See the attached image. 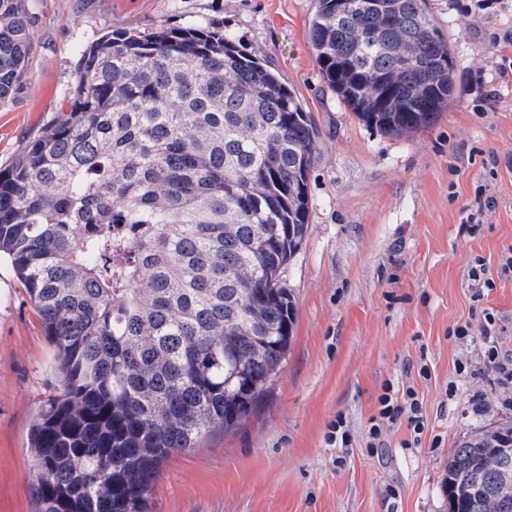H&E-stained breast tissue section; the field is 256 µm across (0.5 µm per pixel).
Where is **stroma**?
<instances>
[{
  "instance_id": "stroma-1",
  "label": "stroma",
  "mask_w": 512,
  "mask_h": 512,
  "mask_svg": "<svg viewBox=\"0 0 512 512\" xmlns=\"http://www.w3.org/2000/svg\"><path fill=\"white\" fill-rule=\"evenodd\" d=\"M28 79L0 105V166L68 111L78 50L118 28L212 24L294 89L319 128L308 231L283 280L296 305L286 360L236 429L215 430L162 467L152 512H444L448 454L477 429L512 423V75L493 36L512 0H428L450 43L454 96L436 123L392 137L366 127L322 81L309 42L317 0H26ZM494 200L468 226L477 192ZM495 287L478 296L468 271ZM496 336L482 334L485 314ZM469 325L466 336L455 327ZM53 348L10 265L0 262V512H32L28 434L57 392ZM414 393L425 428L383 424L384 391ZM341 423L345 442L330 441Z\"/></svg>"
}]
</instances>
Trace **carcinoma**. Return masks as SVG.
Returning <instances> with one entry per match:
<instances>
[{
	"instance_id": "1",
	"label": "carcinoma",
	"mask_w": 512,
	"mask_h": 512,
	"mask_svg": "<svg viewBox=\"0 0 512 512\" xmlns=\"http://www.w3.org/2000/svg\"><path fill=\"white\" fill-rule=\"evenodd\" d=\"M318 0L327 86L390 136L454 94L426 0ZM31 51L26 0H0V102ZM58 113L0 167L6 258L56 350L59 391L29 434L36 512H150L160 465L243 424L295 324L281 274L308 229L318 127L256 54L211 25L117 28L81 48ZM476 433L448 455V512H512Z\"/></svg>"
}]
</instances>
